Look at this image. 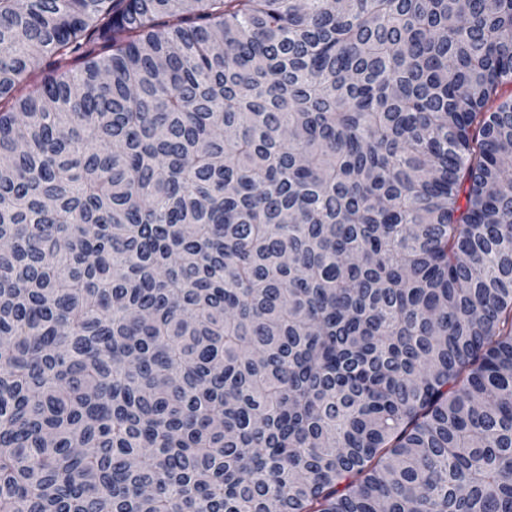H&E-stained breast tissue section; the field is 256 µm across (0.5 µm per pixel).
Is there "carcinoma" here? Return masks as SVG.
<instances>
[{
    "mask_svg": "<svg viewBox=\"0 0 512 512\" xmlns=\"http://www.w3.org/2000/svg\"><path fill=\"white\" fill-rule=\"evenodd\" d=\"M512 0H0V512H512Z\"/></svg>",
    "mask_w": 512,
    "mask_h": 512,
    "instance_id": "1",
    "label": "carcinoma"
}]
</instances>
